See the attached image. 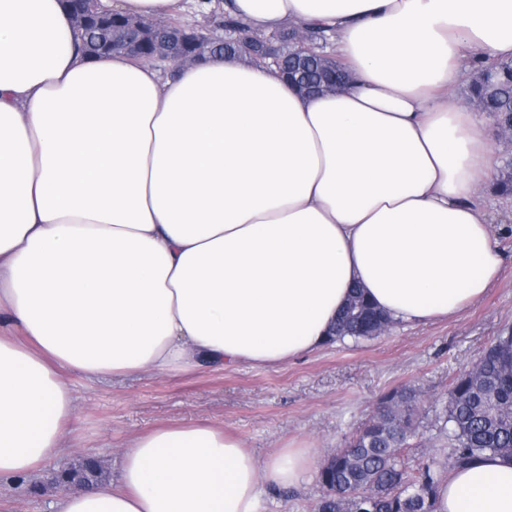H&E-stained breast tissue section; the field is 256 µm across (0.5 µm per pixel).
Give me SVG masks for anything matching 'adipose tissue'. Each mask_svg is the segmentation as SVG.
Masks as SVG:
<instances>
[{
	"label": "adipose tissue",
	"instance_id": "obj_1",
	"mask_svg": "<svg viewBox=\"0 0 512 512\" xmlns=\"http://www.w3.org/2000/svg\"><path fill=\"white\" fill-rule=\"evenodd\" d=\"M257 36L332 33L355 80L308 96L216 56L162 77L62 47L61 0H0V481L64 456V379L276 366L314 351L353 287L393 321L449 319L498 278L479 196L491 115L464 56L512 57V0H224ZM266 461L208 424L135 437L55 512H259ZM436 512H512V460L452 470Z\"/></svg>",
	"mask_w": 512,
	"mask_h": 512
}]
</instances>
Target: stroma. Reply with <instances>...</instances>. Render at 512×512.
<instances>
[{
  "mask_svg": "<svg viewBox=\"0 0 512 512\" xmlns=\"http://www.w3.org/2000/svg\"><path fill=\"white\" fill-rule=\"evenodd\" d=\"M481 199L495 218L504 265L484 297L456 318L397 323L377 338L332 342L275 367L204 365L104 381L68 374L65 380L78 397L74 446L30 481H1L0 512H50L59 493L47 489L49 474L91 454L114 472L135 435L198 422L224 428L262 460L283 448L312 449L314 458L296 486H264L260 512H314L323 494L324 461L364 426L383 396L402 389L415 393L419 423L418 437L403 451L406 462L432 458L447 464L449 449L436 434L435 414L453 380L512 328V194L488 186ZM35 484L45 485V493H32Z\"/></svg>",
  "mask_w": 512,
  "mask_h": 512,
  "instance_id": "35a3bbf8",
  "label": "stroma"
}]
</instances>
